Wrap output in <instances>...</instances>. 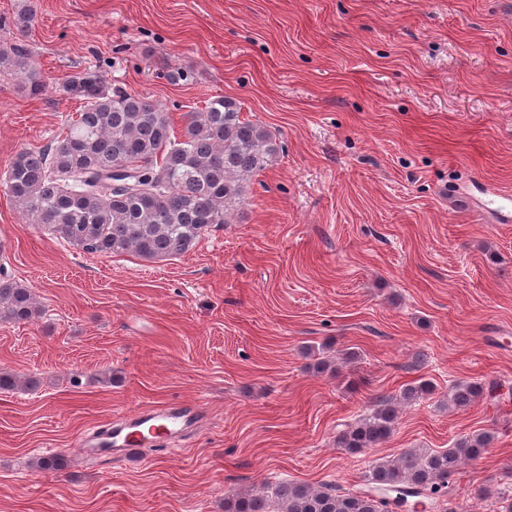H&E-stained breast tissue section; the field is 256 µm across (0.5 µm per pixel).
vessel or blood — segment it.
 Wrapping results in <instances>:
<instances>
[{
	"label": "vessel or blood",
	"instance_id": "vessel-or-blood-1",
	"mask_svg": "<svg viewBox=\"0 0 512 512\" xmlns=\"http://www.w3.org/2000/svg\"><path fill=\"white\" fill-rule=\"evenodd\" d=\"M200 422L198 409L177 403L158 411L139 410L99 425L78 440L88 455L122 456L143 448L166 449L173 437L193 431Z\"/></svg>",
	"mask_w": 512,
	"mask_h": 512
}]
</instances>
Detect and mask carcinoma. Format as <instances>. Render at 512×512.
I'll use <instances>...</instances> for the list:
<instances>
[{
  "instance_id": "obj_1",
  "label": "carcinoma",
  "mask_w": 512,
  "mask_h": 512,
  "mask_svg": "<svg viewBox=\"0 0 512 512\" xmlns=\"http://www.w3.org/2000/svg\"><path fill=\"white\" fill-rule=\"evenodd\" d=\"M33 19L28 0H21L12 20L15 43L0 49V75L21 78L22 92L37 97L45 86L26 43ZM63 91L81 101L80 110L46 145L18 150L5 182L24 218L85 253L132 252L164 261L192 251L210 227L229 223L252 178L283 150L267 128L242 117L238 102L222 96L185 113L178 139L161 104L112 89L94 69L65 79ZM41 314L30 289L0 284V321L29 322ZM430 392V383L417 380L373 401L338 432L337 446H377L394 430L401 406ZM499 397L494 382L463 380L451 387L448 403L464 412L478 400ZM494 440L483 431L446 450H407L377 463L370 488L359 493L285 482L272 499L239 494L224 502V512H389L414 496L437 501L451 493L461 466Z\"/></svg>"
}]
</instances>
